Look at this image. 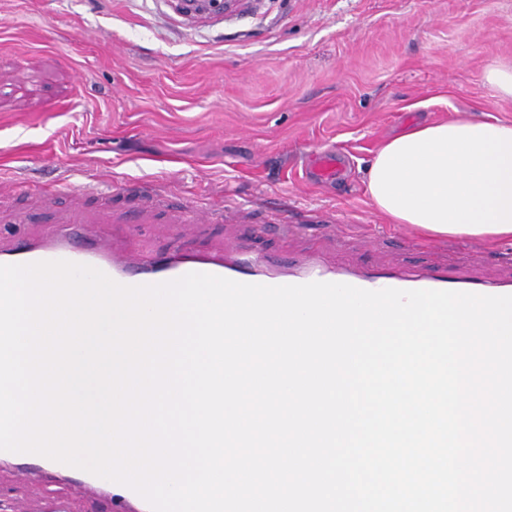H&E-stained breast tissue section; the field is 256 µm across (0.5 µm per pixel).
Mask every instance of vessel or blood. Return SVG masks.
Here are the masks:
<instances>
[{"label":"vessel or blood","instance_id":"obj_1","mask_svg":"<svg viewBox=\"0 0 512 512\" xmlns=\"http://www.w3.org/2000/svg\"><path fill=\"white\" fill-rule=\"evenodd\" d=\"M313 171L320 180L335 178L339 171L336 154L329 151L318 153L313 161ZM223 219V209L201 205L179 209L170 216L174 224H211ZM85 222L81 209H74L60 229L38 239L0 249V265L65 260L95 267L127 286L156 284L198 272L263 285L320 281L345 283L367 290L431 289L480 295H500L512 289V278L491 285L477 275L473 265L464 263L435 265L413 271L396 258L381 268L361 269L329 265L317 254L298 259H278L264 254H246L232 248L202 256L168 248L154 256L144 257L129 250H115L95 240L86 233Z\"/></svg>","mask_w":512,"mask_h":512}]
</instances>
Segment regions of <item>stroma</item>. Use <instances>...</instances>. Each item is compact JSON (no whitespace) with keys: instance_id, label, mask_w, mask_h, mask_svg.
Listing matches in <instances>:
<instances>
[{"instance_id":"obj_1","label":"stroma","mask_w":512,"mask_h":512,"mask_svg":"<svg viewBox=\"0 0 512 512\" xmlns=\"http://www.w3.org/2000/svg\"><path fill=\"white\" fill-rule=\"evenodd\" d=\"M512 63V0H240L191 19L172 0H0V246L44 234L66 188L111 186L89 203L122 213L163 195L239 213L220 224H92L119 246L128 232L156 246L204 252L318 246L260 232L263 224L317 221L371 266L402 252L472 249L480 271L501 274L512 241L437 237L390 222L364 188L387 139L463 115L512 121V100L484 83ZM336 153V179L310 168ZM112 512V489L80 475L0 456V512Z\"/></svg>"}]
</instances>
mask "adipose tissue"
<instances>
[{
    "mask_svg": "<svg viewBox=\"0 0 512 512\" xmlns=\"http://www.w3.org/2000/svg\"><path fill=\"white\" fill-rule=\"evenodd\" d=\"M366 192L396 224L438 237L512 240V122L462 116L385 141Z\"/></svg>",
    "mask_w": 512,
    "mask_h": 512,
    "instance_id": "ef3b65f1",
    "label": "adipose tissue"
}]
</instances>
